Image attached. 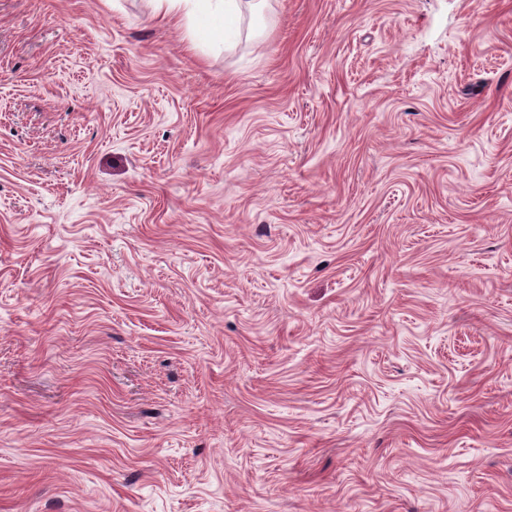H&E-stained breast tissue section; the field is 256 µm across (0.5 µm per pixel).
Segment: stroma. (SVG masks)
Returning <instances> with one entry per match:
<instances>
[{
    "label": "stroma",
    "mask_w": 512,
    "mask_h": 512,
    "mask_svg": "<svg viewBox=\"0 0 512 512\" xmlns=\"http://www.w3.org/2000/svg\"><path fill=\"white\" fill-rule=\"evenodd\" d=\"M0 0V512H512V0ZM241 0H155L156 11L165 18L170 13L186 8L187 14L201 15V22L197 29V35H205L207 38L220 39L224 43L236 38V17L240 13ZM213 4H220V10H213Z\"/></svg>",
    "instance_id": "1"
}]
</instances>
